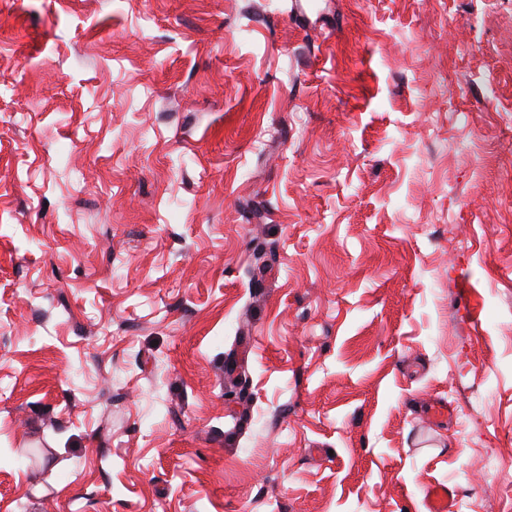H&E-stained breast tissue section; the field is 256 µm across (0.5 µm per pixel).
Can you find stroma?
Segmentation results:
<instances>
[{
	"instance_id": "stroma-1",
	"label": "stroma",
	"mask_w": 512,
	"mask_h": 512,
	"mask_svg": "<svg viewBox=\"0 0 512 512\" xmlns=\"http://www.w3.org/2000/svg\"><path fill=\"white\" fill-rule=\"evenodd\" d=\"M431 483L512 512V0H0V512Z\"/></svg>"
}]
</instances>
